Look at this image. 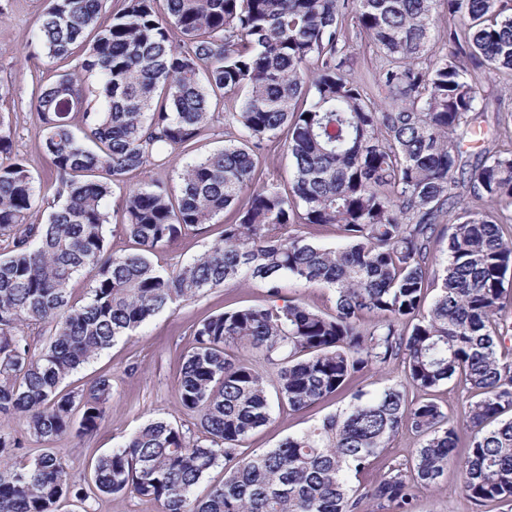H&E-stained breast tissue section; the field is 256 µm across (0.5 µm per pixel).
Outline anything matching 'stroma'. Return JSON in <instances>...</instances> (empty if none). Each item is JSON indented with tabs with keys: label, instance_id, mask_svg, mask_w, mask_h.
Segmentation results:
<instances>
[{
	"label": "stroma",
	"instance_id": "35a3bbf8",
	"mask_svg": "<svg viewBox=\"0 0 512 512\" xmlns=\"http://www.w3.org/2000/svg\"><path fill=\"white\" fill-rule=\"evenodd\" d=\"M47 0H0V81L10 92L0 98V114L8 118L11 128L12 154L26 159L41 190L53 194L56 173L42 150L43 128L33 107L38 83L55 74L73 69L74 60L48 63L36 54L32 41L39 17ZM348 65L366 96L379 102L386 96L377 80L379 52L376 46L356 29H349ZM231 102L212 101L215 118L197 143L198 153L222 148L235 139L237 129L230 118ZM231 212H224L212 224L182 231L163 250L153 255L155 264L177 267L190 262L205 251L232 223ZM269 300L267 287L258 281L214 288L204 295L187 300L156 314L137 335L117 340L111 348L82 366L63 383L65 391H80L92 386L100 377L112 380V391L106 404V415L96 431L84 437L65 435L54 441L56 452L64 456L76 481L90 476V463L110 452L124 437L147 421L163 417L174 423L194 428L195 420L182 410L178 384L183 357L193 343V328L202 319L229 309ZM401 364L395 363L372 370L353 381L349 389L328 398L303 412L288 406H274L270 421L246 441L249 449L277 446L286 437L301 434L319 424L351 400L353 391L380 390L402 380ZM420 446V439L410 429H403L389 448L374 462L365 475L366 483H378L396 464L409 461ZM416 512H512L505 505L477 507L457 488L456 472H449L443 486L426 489L414 486Z\"/></svg>",
	"mask_w": 512,
	"mask_h": 512
}]
</instances>
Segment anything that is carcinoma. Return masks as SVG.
<instances>
[{
  "label": "carcinoma",
  "instance_id": "cac0c4a2",
  "mask_svg": "<svg viewBox=\"0 0 512 512\" xmlns=\"http://www.w3.org/2000/svg\"><path fill=\"white\" fill-rule=\"evenodd\" d=\"M104 2L50 0L34 38L49 59L78 55L34 104L52 197L11 157L0 115V415H24L42 442L93 432L110 380L81 393L61 383L169 305L219 286L260 281L275 299L284 278L323 284L334 312L271 301L198 323L179 395L202 435L154 420L99 457L85 485L48 450L8 463L23 442L0 433V512H59L68 498L88 512L89 498L124 491L162 512H364L368 502L415 512L411 484L437 488L450 466L477 506L512 503V148L486 131L478 152L462 150L476 120L501 111L482 82L512 74L509 0H119L107 19ZM441 11L448 51L427 58ZM347 15L382 55V106L346 69ZM218 96L233 100L238 137L186 162L175 193L128 190L121 224L137 251L110 252L108 199L129 172L192 153ZM273 143L291 160L287 190L259 176ZM39 209L47 219L34 224ZM229 209L235 223L202 254L153 264L183 229ZM324 224L344 243L298 233ZM78 278L90 283L79 300ZM30 325L48 334L38 354ZM397 361L405 382L358 390L309 431L242 451L272 400L301 412ZM455 377L469 392L463 455L441 407L407 397ZM404 425L422 439L409 467L363 484ZM221 463L223 480L193 497Z\"/></svg>",
  "mask_w": 512,
  "mask_h": 512
}]
</instances>
